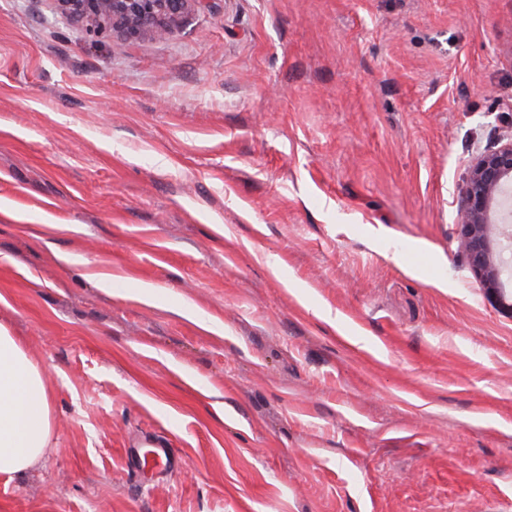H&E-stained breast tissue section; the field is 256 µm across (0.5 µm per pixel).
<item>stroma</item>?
<instances>
[{
  "label": "stroma",
  "mask_w": 512,
  "mask_h": 512,
  "mask_svg": "<svg viewBox=\"0 0 512 512\" xmlns=\"http://www.w3.org/2000/svg\"><path fill=\"white\" fill-rule=\"evenodd\" d=\"M510 136L512 0H0V326L52 413L0 512H512V276L458 227ZM71 18L93 17L121 24L131 38L166 36L181 16L200 0H56Z\"/></svg>",
  "instance_id": "stroma-1"
}]
</instances>
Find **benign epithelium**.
Segmentation results:
<instances>
[{"mask_svg":"<svg viewBox=\"0 0 512 512\" xmlns=\"http://www.w3.org/2000/svg\"><path fill=\"white\" fill-rule=\"evenodd\" d=\"M71 18L93 17L121 24L126 34L166 36L181 16L200 0H56ZM512 188V137L480 153L472 162L459 210L461 245L482 286L499 291L512 272V233L499 221V197Z\"/></svg>","mask_w":512,"mask_h":512,"instance_id":"obj_1","label":"benign epithelium"}]
</instances>
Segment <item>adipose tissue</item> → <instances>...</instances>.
<instances>
[{
  "label": "adipose tissue",
  "instance_id": "ef3b65f1",
  "mask_svg": "<svg viewBox=\"0 0 512 512\" xmlns=\"http://www.w3.org/2000/svg\"><path fill=\"white\" fill-rule=\"evenodd\" d=\"M50 435L44 374L15 337L0 327V475H16L33 466Z\"/></svg>",
  "mask_w": 512,
  "mask_h": 512
}]
</instances>
